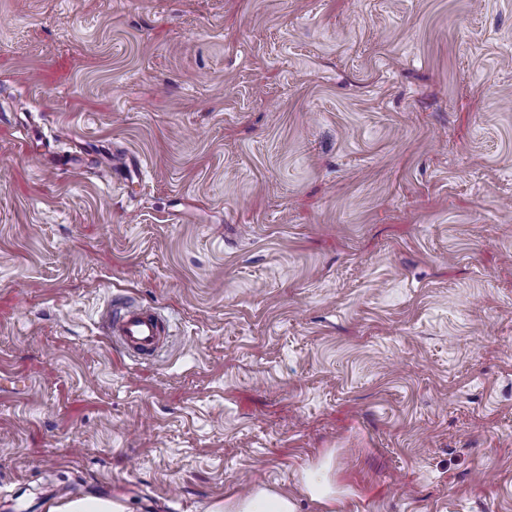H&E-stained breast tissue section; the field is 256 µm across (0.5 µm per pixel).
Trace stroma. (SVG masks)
<instances>
[{
  "instance_id": "35a3bbf8",
  "label": "stroma",
  "mask_w": 512,
  "mask_h": 512,
  "mask_svg": "<svg viewBox=\"0 0 512 512\" xmlns=\"http://www.w3.org/2000/svg\"><path fill=\"white\" fill-rule=\"evenodd\" d=\"M262 485L512 512V0H0V512ZM109 335L115 336L131 354L153 356L163 345L166 330L159 316L147 308L122 306L108 323ZM304 484L308 494L313 500L322 501L331 500L335 493L329 489L327 479L321 470L308 471L304 475Z\"/></svg>"
}]
</instances>
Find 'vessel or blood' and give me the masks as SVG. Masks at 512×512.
<instances>
[{"mask_svg": "<svg viewBox=\"0 0 512 512\" xmlns=\"http://www.w3.org/2000/svg\"><path fill=\"white\" fill-rule=\"evenodd\" d=\"M108 331L129 353L139 357L153 356L163 345L166 335L159 316L138 306L117 308L109 320Z\"/></svg>", "mask_w": 512, "mask_h": 512, "instance_id": "vessel-or-blood-1", "label": "vessel or blood"}]
</instances>
